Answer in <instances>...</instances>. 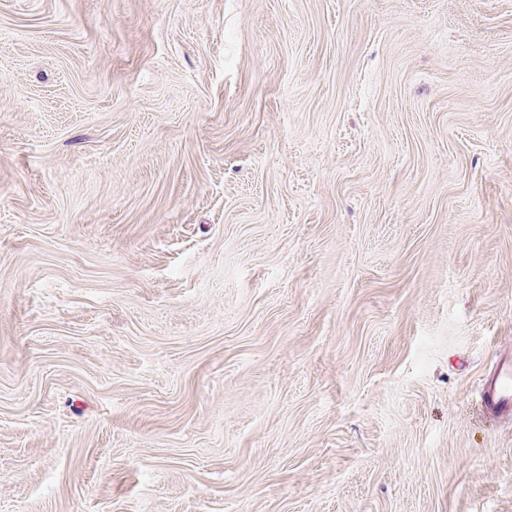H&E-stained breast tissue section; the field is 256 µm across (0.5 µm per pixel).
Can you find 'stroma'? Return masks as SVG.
<instances>
[{
  "label": "stroma",
  "instance_id": "35a3bbf8",
  "mask_svg": "<svg viewBox=\"0 0 512 512\" xmlns=\"http://www.w3.org/2000/svg\"><path fill=\"white\" fill-rule=\"evenodd\" d=\"M512 0H0V512H512ZM481 409L488 421L512 418V351L501 352L493 372L483 379L480 389Z\"/></svg>",
  "mask_w": 512,
  "mask_h": 512
}]
</instances>
